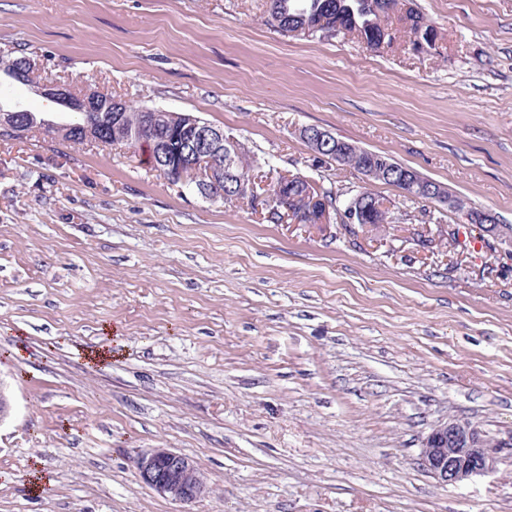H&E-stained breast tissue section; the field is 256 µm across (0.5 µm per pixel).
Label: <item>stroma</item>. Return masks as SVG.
<instances>
[{
  "label": "stroma",
  "mask_w": 512,
  "mask_h": 512,
  "mask_svg": "<svg viewBox=\"0 0 512 512\" xmlns=\"http://www.w3.org/2000/svg\"><path fill=\"white\" fill-rule=\"evenodd\" d=\"M414 2L441 56L291 39L267 0H0V47L41 78L194 113L260 174L344 203L367 189L396 218L271 224L138 152L0 138V512H512V246L298 135L325 128L512 227V0ZM0 109L61 107L0 73ZM450 229L481 250L439 243ZM458 417L497 464L442 486L417 456ZM152 448L198 462L207 494L141 484Z\"/></svg>",
  "instance_id": "35a3bbf8"
}]
</instances>
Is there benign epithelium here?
<instances>
[{"label":"benign epithelium","instance_id":"obj_1","mask_svg":"<svg viewBox=\"0 0 512 512\" xmlns=\"http://www.w3.org/2000/svg\"><path fill=\"white\" fill-rule=\"evenodd\" d=\"M42 97L66 104L76 112H91L107 107L112 112V137L126 141L124 103L114 99L104 103L98 93L90 91L74 94L65 83H42L38 86ZM36 124L34 116L26 110L0 111V127L14 138L22 139ZM143 130L157 134V160L162 166L177 167L182 183L195 184L206 199H217L243 189L236 175L242 144L218 128L192 113L152 110L146 114ZM310 150L327 154L338 148L342 153H356L359 147L343 145L330 131L316 126L300 130ZM399 177L402 192L413 197H428L450 208L456 204L448 188L436 182H412L398 176L396 165L383 161L368 168L362 175L370 180L377 175ZM497 449L484 438L483 432L467 419H450L436 425L422 445L418 463L437 483L446 486L484 475L495 469ZM139 481L152 491L180 503L193 502L206 494L205 476L191 458L168 448H153L136 456Z\"/></svg>","mask_w":512,"mask_h":512}]
</instances>
